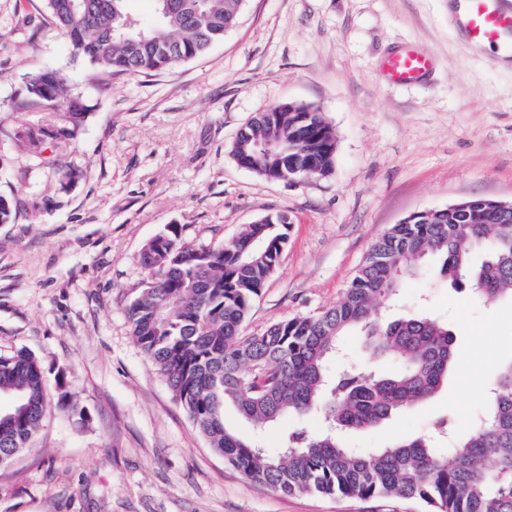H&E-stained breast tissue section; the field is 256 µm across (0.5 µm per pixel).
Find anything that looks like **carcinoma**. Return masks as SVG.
Instances as JSON below:
<instances>
[{
	"label": "carcinoma",
	"mask_w": 512,
	"mask_h": 512,
	"mask_svg": "<svg viewBox=\"0 0 512 512\" xmlns=\"http://www.w3.org/2000/svg\"><path fill=\"white\" fill-rule=\"evenodd\" d=\"M44 11L100 88L122 73L156 74L205 54L237 23L243 0H153L157 22L142 27L125 0H42ZM19 108L49 111L11 135L15 151L36 160L76 139L87 108L72 96L65 74H28ZM336 136L322 112L281 102L256 113L238 132L232 158L257 176L286 180L333 172ZM16 214L0 195V224ZM481 200L468 214L445 210L394 224L378 238L334 306L272 322L242 334L248 314L288 243V215L247 224L221 248L187 244L179 225L148 241L147 272L127 309L137 345L210 447L247 478L284 493L424 503L428 512H512V356L497 366L473 426L459 431L445 417L426 433L396 437L383 448L346 444L349 432L375 428L431 398L457 366L450 324L429 313L380 318L376 301H395L415 281L449 282L483 305L512 299V212L484 223ZM355 331L372 351L371 367L335 371L331 358ZM390 355L393 368L380 360ZM0 465L38 433L49 407L48 383L26 351L0 355ZM264 428L284 416L316 415L321 427L284 430L268 452L229 428L225 407Z\"/></svg>",
	"instance_id": "carcinoma-1"
}]
</instances>
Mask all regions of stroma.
<instances>
[{"label": "stroma", "instance_id": "35a3bbf8", "mask_svg": "<svg viewBox=\"0 0 512 512\" xmlns=\"http://www.w3.org/2000/svg\"><path fill=\"white\" fill-rule=\"evenodd\" d=\"M0 0V195L18 201L0 224V353L40 361L51 409L33 445L0 466V512H424L397 497L287 495L252 482L211 450L136 345L126 308L145 279L143 246L166 225L186 241L224 246L271 213L291 220L288 245L244 328L336 305L373 242L411 213L463 199L512 201V69L466 48L448 0H245L237 26L199 59L107 90L41 0ZM412 44L431 77L389 86L379 63ZM67 77L87 106L76 141L36 162L8 131L30 72ZM318 108L336 133L332 174L296 183L239 167L230 149L253 113L282 101ZM401 312L426 308L454 327L458 368L430 401L352 434L387 444L446 416L468 429L512 353V301L484 307L439 283Z\"/></svg>", "mask_w": 512, "mask_h": 512}]
</instances>
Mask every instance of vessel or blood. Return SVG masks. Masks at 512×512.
<instances>
[{
	"label": "vessel or blood",
	"instance_id": "1",
	"mask_svg": "<svg viewBox=\"0 0 512 512\" xmlns=\"http://www.w3.org/2000/svg\"><path fill=\"white\" fill-rule=\"evenodd\" d=\"M457 21L469 47L490 51L494 61H512V0H465ZM428 52L404 46L386 55L382 71L388 85L404 86L424 80L434 69Z\"/></svg>",
	"mask_w": 512,
	"mask_h": 512
}]
</instances>
